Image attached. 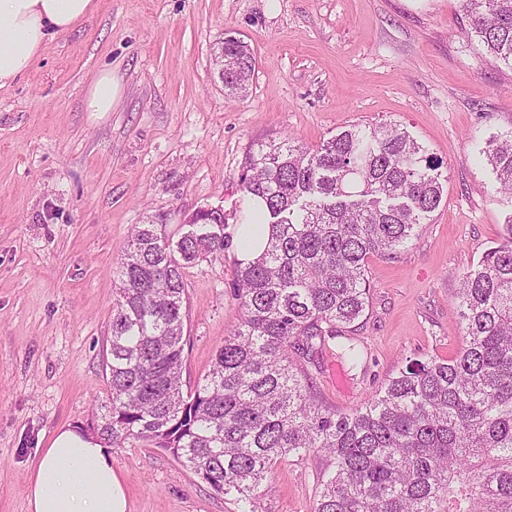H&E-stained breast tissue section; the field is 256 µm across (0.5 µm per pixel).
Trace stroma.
<instances>
[{
    "mask_svg": "<svg viewBox=\"0 0 512 512\" xmlns=\"http://www.w3.org/2000/svg\"><path fill=\"white\" fill-rule=\"evenodd\" d=\"M94 15L48 43L0 88V512H28V478L62 427L91 431L104 370L113 271L134 225L175 231L202 207L242 203L247 154L291 139L312 147L352 125L396 123L437 157L444 194L420 237L369 257L370 302L347 338L306 368L322 404L355 411L409 362L462 346L459 278L512 222L479 154L512 131V68L467 37L459 0H96ZM243 41L256 68L224 92L213 57ZM123 88L87 112L93 78ZM231 261L184 274V385H195L239 320ZM362 362L350 369L340 347ZM128 512H238L169 452L109 448ZM329 465L319 452L278 462L258 512H313Z\"/></svg>",
    "mask_w": 512,
    "mask_h": 512,
    "instance_id": "obj_1",
    "label": "stroma"
}]
</instances>
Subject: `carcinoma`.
Segmentation results:
<instances>
[{"mask_svg": "<svg viewBox=\"0 0 512 512\" xmlns=\"http://www.w3.org/2000/svg\"><path fill=\"white\" fill-rule=\"evenodd\" d=\"M471 36L512 67V0H460ZM224 91H246L256 59L234 37ZM498 192L512 198V133L482 150ZM441 163L397 124L354 126L315 147L285 140L249 153L243 200L263 218L238 223L259 256L235 255L229 220L202 208L178 233L134 226L113 279L109 401L94 430L117 448H162L239 512H257L273 465L311 450L332 460L314 512H512V224L462 275L465 343L448 360L400 370L356 411L322 407L303 362L365 312L367 259L420 235L440 204ZM231 257L241 316L204 378L183 389L184 271Z\"/></svg>", "mask_w": 512, "mask_h": 512, "instance_id": "1", "label": "carcinoma"}]
</instances>
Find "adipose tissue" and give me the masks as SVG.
Wrapping results in <instances>:
<instances>
[{
    "mask_svg": "<svg viewBox=\"0 0 512 512\" xmlns=\"http://www.w3.org/2000/svg\"><path fill=\"white\" fill-rule=\"evenodd\" d=\"M94 0H0V88L24 76L47 43L94 12ZM29 512H127V498L100 440L60 430L31 476Z\"/></svg>",
    "mask_w": 512,
    "mask_h": 512,
    "instance_id": "obj_1",
    "label": "adipose tissue"
}]
</instances>
